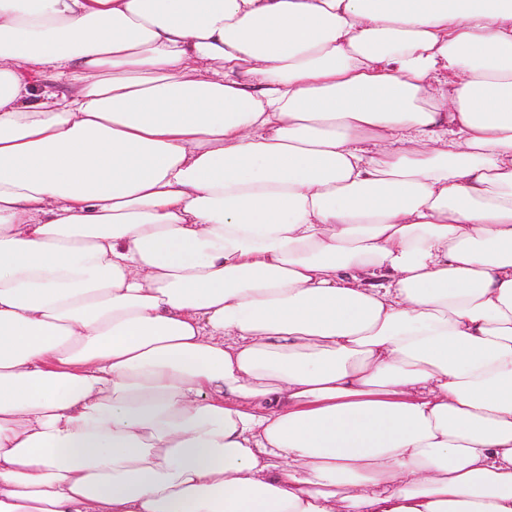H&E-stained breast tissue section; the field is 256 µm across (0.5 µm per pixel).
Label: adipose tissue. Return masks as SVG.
Listing matches in <instances>:
<instances>
[{
	"mask_svg": "<svg viewBox=\"0 0 512 512\" xmlns=\"http://www.w3.org/2000/svg\"><path fill=\"white\" fill-rule=\"evenodd\" d=\"M0 512H512V0H0Z\"/></svg>",
	"mask_w": 512,
	"mask_h": 512,
	"instance_id": "obj_1",
	"label": "adipose tissue"
}]
</instances>
